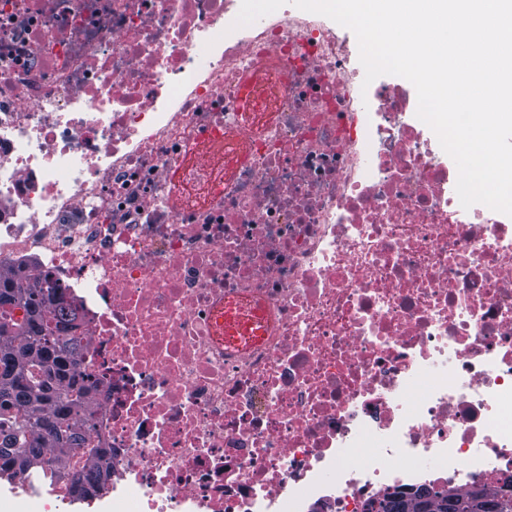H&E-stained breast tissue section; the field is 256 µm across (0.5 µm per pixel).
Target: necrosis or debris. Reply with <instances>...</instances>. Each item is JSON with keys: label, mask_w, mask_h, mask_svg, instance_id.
<instances>
[{"label": "necrosis or debris", "mask_w": 512, "mask_h": 512, "mask_svg": "<svg viewBox=\"0 0 512 512\" xmlns=\"http://www.w3.org/2000/svg\"><path fill=\"white\" fill-rule=\"evenodd\" d=\"M0 0V274L81 303L94 512H363L512 473V216L328 17ZM275 83L245 82L269 53ZM275 101L223 176L205 139ZM263 306L260 336L225 314ZM0 512H57L33 473Z\"/></svg>", "instance_id": "4bbe7bcc"}]
</instances>
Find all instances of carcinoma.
<instances>
[{"mask_svg": "<svg viewBox=\"0 0 512 512\" xmlns=\"http://www.w3.org/2000/svg\"><path fill=\"white\" fill-rule=\"evenodd\" d=\"M27 276L18 269L0 277V302L10 308L0 311V478L13 480L32 468L49 473L50 479L68 488L76 500L103 488L112 478V454L101 440H93L86 416L90 394L98 381L80 371L82 338L76 329V310L56 288L37 283L23 285ZM23 320H14L15 310ZM81 450L87 464L66 469L73 454ZM381 512H512V494L472 489L433 492L421 504L390 501Z\"/></svg>", "mask_w": 512, "mask_h": 512, "instance_id": "carcinoma-1", "label": "carcinoma"}]
</instances>
